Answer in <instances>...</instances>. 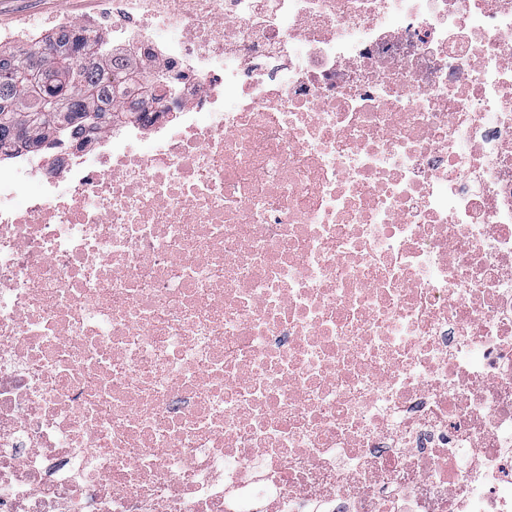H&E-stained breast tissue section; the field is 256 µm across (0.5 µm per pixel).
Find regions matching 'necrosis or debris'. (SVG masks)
<instances>
[{
	"label": "necrosis or debris",
	"mask_w": 512,
	"mask_h": 512,
	"mask_svg": "<svg viewBox=\"0 0 512 512\" xmlns=\"http://www.w3.org/2000/svg\"><path fill=\"white\" fill-rule=\"evenodd\" d=\"M110 2L160 101L0 167V512H512V0Z\"/></svg>",
	"instance_id": "4bbe7bcc"
}]
</instances>
